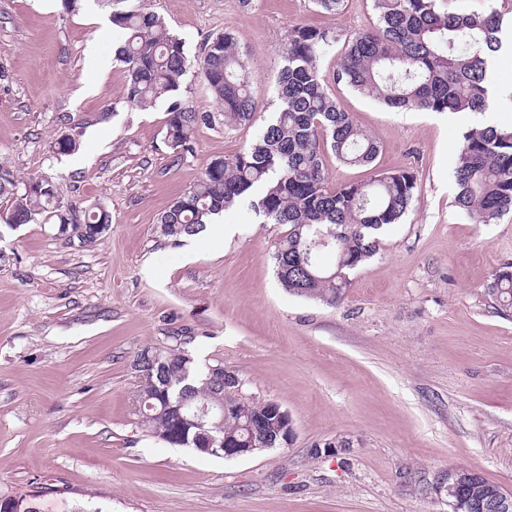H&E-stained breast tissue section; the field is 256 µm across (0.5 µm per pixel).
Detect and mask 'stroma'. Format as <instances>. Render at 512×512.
Here are the masks:
<instances>
[{"label":"stroma","mask_w":512,"mask_h":512,"mask_svg":"<svg viewBox=\"0 0 512 512\" xmlns=\"http://www.w3.org/2000/svg\"><path fill=\"white\" fill-rule=\"evenodd\" d=\"M144 5L192 60L210 35L239 36L257 119L200 126L177 155L166 102L127 101L124 32L99 0H0V167L112 214L84 245L51 222L6 226L0 200V492L37 495L40 512H450L432 486L463 466L512 493V316L485 293L512 263V213L472 223L451 177L463 129L512 125V52L485 116L389 111L334 83L326 60L339 105L382 144L378 167L418 175L412 210L329 306L282 288L269 255L285 227L249 205L226 210L232 234L198 250L162 236L159 219L207 161L259 135L289 25L352 35L372 23L370 0L337 15L311 0ZM65 134L78 150L54 153ZM180 335L198 362L236 369L246 395L288 411L293 442L227 459L148 433L133 363ZM334 439L349 448L313 457Z\"/></svg>","instance_id":"obj_1"}]
</instances>
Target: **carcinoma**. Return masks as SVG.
<instances>
[{
	"instance_id": "carcinoma-1",
	"label": "carcinoma",
	"mask_w": 512,
	"mask_h": 512,
	"mask_svg": "<svg viewBox=\"0 0 512 512\" xmlns=\"http://www.w3.org/2000/svg\"><path fill=\"white\" fill-rule=\"evenodd\" d=\"M371 2L375 22L349 37L302 23L288 28L273 115L242 151L206 163L197 183L162 213L163 236L178 240L197 235L209 216L238 205L259 188V198L251 201L255 213L265 224L288 226L270 255L281 286L331 306L344 298L350 275L378 253L382 233L410 210L418 178L409 169L377 167L381 142L329 92L322 75L324 58L336 53V81L391 111L483 113L493 61L505 47L512 48V18L494 6L452 12L440 10L439 0ZM110 19L127 34L115 51L127 72L126 99L141 108L171 99L166 138L178 154L193 152L194 134L202 124L218 121L227 130L253 122L257 105L251 72L236 34L208 39L196 61L219 109L213 115L173 99L191 63L162 17L145 8L124 7L111 11ZM328 154L342 166L369 171V176L330 184ZM453 179L454 206L473 223L491 224L512 211V126L479 125L464 132ZM0 198L11 202L7 224L53 218L70 225L88 245L112 224L111 213L101 205L64 203L56 183L46 176L22 181L0 168ZM486 292L503 311H512V263L493 275ZM175 341L172 347L147 348L135 360L143 376L139 395L152 404L139 411L147 432L199 454L208 437L226 444L244 439L246 424L263 419L256 446H285L289 422L270 414L268 402L236 391L231 383L239 377L236 371L224 368L227 382L221 388L212 370L223 364H198L189 350L191 336ZM181 398L188 416L204 405L221 407L224 413L201 428L166 410ZM0 512L40 510L34 495L1 493Z\"/></svg>"
}]
</instances>
